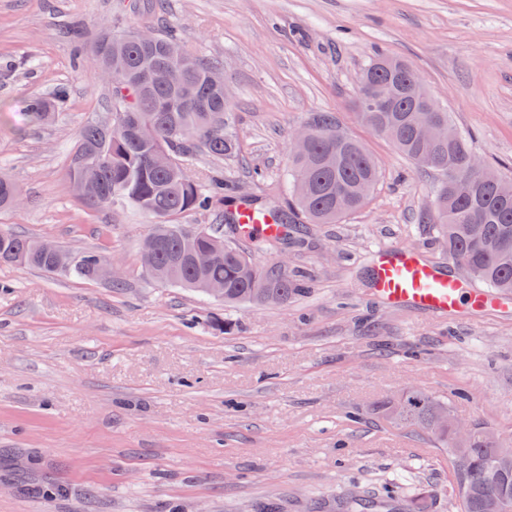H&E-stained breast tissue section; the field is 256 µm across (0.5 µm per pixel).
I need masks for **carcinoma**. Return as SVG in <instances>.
Masks as SVG:
<instances>
[{
    "mask_svg": "<svg viewBox=\"0 0 512 512\" xmlns=\"http://www.w3.org/2000/svg\"><path fill=\"white\" fill-rule=\"evenodd\" d=\"M140 30H106L93 49L98 73L112 85V112L85 125L71 156L68 178L77 194L97 209L129 207L143 214L149 228L141 245V263L171 274L163 283L205 292L208 282L224 283V303L286 304L300 284L280 269L262 270L238 246L212 229L179 224L181 216L224 208V183L205 187L188 173L199 150L224 158L236 142L224 134L229 104L208 72L223 67L155 31L150 44ZM163 67L170 83L159 85L150 71ZM67 97L65 88L28 101L36 122L55 120ZM431 98L419 75L403 60L376 55L363 70L355 108L364 123L387 137L415 166L435 171L436 218L441 240L452 256H462L465 271L487 287L512 292V188L487 166L471 168L465 138L440 108L419 112ZM302 153H290L288 183L295 207L311 223L336 224L360 209L381 172L364 146L336 125L328 112L316 114ZM20 192L0 175V210L20 204ZM34 267L80 280L105 277L108 257L97 250L71 251L50 240L0 233V264ZM448 402L417 388L377 403L373 415L397 429L428 440L451 454L458 445L446 421ZM470 469L452 476L458 512H497L496 503L512 491V459L499 458L481 432L463 445Z\"/></svg>",
    "mask_w": 512,
    "mask_h": 512,
    "instance_id": "carcinoma-1",
    "label": "carcinoma"
}]
</instances>
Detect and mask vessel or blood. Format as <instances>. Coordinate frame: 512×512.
<instances>
[{"mask_svg":"<svg viewBox=\"0 0 512 512\" xmlns=\"http://www.w3.org/2000/svg\"><path fill=\"white\" fill-rule=\"evenodd\" d=\"M237 219L240 235L247 238L276 237L286 230L276 216L257 213L247 205L239 207ZM371 290L373 297L382 303L410 305L437 315L457 312L466 304L485 307L493 302L481 289L446 274L426 262L418 249L409 247L376 251Z\"/></svg>","mask_w":512,"mask_h":512,"instance_id":"1","label":"vessel or blood"}]
</instances>
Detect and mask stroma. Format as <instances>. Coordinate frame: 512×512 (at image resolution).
Returning <instances> with one entry per match:
<instances>
[{
  "label": "stroma",
  "mask_w": 512,
  "mask_h": 512,
  "mask_svg": "<svg viewBox=\"0 0 512 512\" xmlns=\"http://www.w3.org/2000/svg\"><path fill=\"white\" fill-rule=\"evenodd\" d=\"M0 0V173L22 204L0 232L92 249L119 287L0 264V512H458L448 463L388 423L348 413L409 386L458 419L512 436V310L440 317L378 302L377 249L414 247L453 274L437 236L436 173L361 120L354 101L374 53L406 61L472 153L512 179V0ZM161 28L223 62L235 154L191 162L224 178L223 211L182 216L220 228L264 267L303 275L282 305H225L150 281L146 218L97 209L67 169L80 128L111 110V86L76 42L103 27ZM66 87L58 122L30 98ZM375 158L381 180L337 224H293L270 249L239 239L224 212L285 205L293 135L314 114Z\"/></svg>",
  "instance_id": "obj_1"
}]
</instances>
